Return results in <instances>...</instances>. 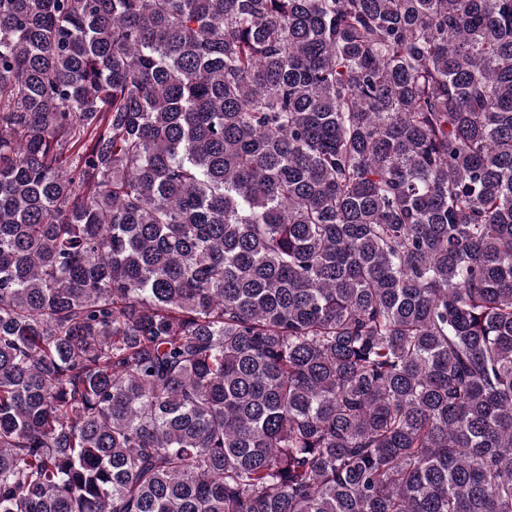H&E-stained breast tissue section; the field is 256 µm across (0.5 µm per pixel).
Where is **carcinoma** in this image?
Returning a JSON list of instances; mask_svg holds the SVG:
<instances>
[{
    "mask_svg": "<svg viewBox=\"0 0 512 512\" xmlns=\"http://www.w3.org/2000/svg\"><path fill=\"white\" fill-rule=\"evenodd\" d=\"M0 512H512V0H0Z\"/></svg>",
    "mask_w": 512,
    "mask_h": 512,
    "instance_id": "cac0c4a2",
    "label": "carcinoma"
}]
</instances>
